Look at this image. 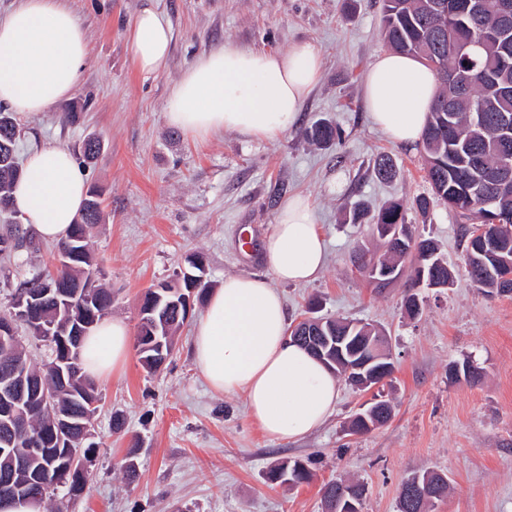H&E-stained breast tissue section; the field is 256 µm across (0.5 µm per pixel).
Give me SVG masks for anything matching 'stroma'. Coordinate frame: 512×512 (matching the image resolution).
Segmentation results:
<instances>
[{
  "mask_svg": "<svg viewBox=\"0 0 512 512\" xmlns=\"http://www.w3.org/2000/svg\"><path fill=\"white\" fill-rule=\"evenodd\" d=\"M80 21L88 64L70 97L46 111L17 114L20 155L45 146L79 153L93 136L100 152L82 163L88 185L102 196L106 219L90 247L101 281L112 291V316L137 331L145 290L173 280L189 255L201 258L212 287L230 274L267 273L263 240L281 205L306 196L327 244V262L312 283H277L290 323L304 317L348 318L381 329L396 369L376 391L341 384L335 411L300 440L271 439L250 419L244 394L217 395L197 369L193 321L175 337L163 368L148 373L137 344L124 369L98 381L97 448L88 483L77 495L59 488L47 504L57 512H322V487L344 476L364 483L362 512H396L402 482L437 470L448 497L435 512H512V296L488 297L462 270L464 238L456 215L439 202L428 214L413 207L430 194L419 148L392 142L371 122L362 80L387 47L380 0H66ZM172 31L166 70L146 76L132 66L125 32L143 8ZM234 42L284 52L310 42L320 51L322 77L299 121L274 140L223 131L199 139L165 118L173 85L201 56ZM342 141L312 145L319 121ZM389 155L393 180L374 166ZM403 202L406 221L434 239L455 270L445 289L423 288V311L405 314L404 283L369 288L352 262L376 253L369 226L354 224L355 206L377 213ZM24 231L36 246L13 262L0 258V309L16 285L52 268L54 246ZM472 360L477 383L448 380V365ZM389 399L391 419L365 435L347 423L374 394ZM309 460L313 478L296 487L269 484L277 462ZM134 464L139 479L127 484Z\"/></svg>",
  "mask_w": 512,
  "mask_h": 512,
  "instance_id": "35a3bbf8",
  "label": "stroma"
}]
</instances>
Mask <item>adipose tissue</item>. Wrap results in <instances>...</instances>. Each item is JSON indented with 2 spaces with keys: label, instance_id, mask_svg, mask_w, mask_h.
Listing matches in <instances>:
<instances>
[{
  "label": "adipose tissue",
  "instance_id": "ef3b65f1",
  "mask_svg": "<svg viewBox=\"0 0 512 512\" xmlns=\"http://www.w3.org/2000/svg\"><path fill=\"white\" fill-rule=\"evenodd\" d=\"M172 34L154 10L137 14L126 36L134 68L145 75L167 67ZM88 56L84 31L65 0H17L0 17V104L35 113L68 97ZM322 74L309 42L288 52H263L226 42L199 58L174 84L166 104L170 126L198 138L222 131L271 139L299 120ZM433 72L396 52L376 58L364 79L373 124L406 147L422 138L436 95ZM87 187L72 154L49 146L31 154L16 182L13 206L50 243L65 238ZM265 275H228L212 291L193 336L194 362L218 394L246 395L251 419L273 438L307 436L332 413L339 380L293 343L284 303L273 281L307 283L322 272L324 238L310 202L294 196L280 208L264 244ZM129 334L119 318L103 320L87 337L83 367L94 378L119 371Z\"/></svg>",
  "mask_w": 512,
  "mask_h": 512
}]
</instances>
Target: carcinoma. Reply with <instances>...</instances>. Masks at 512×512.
Wrapping results in <instances>:
<instances>
[{
	"label": "carcinoma",
	"instance_id": "carcinoma-1",
	"mask_svg": "<svg viewBox=\"0 0 512 512\" xmlns=\"http://www.w3.org/2000/svg\"><path fill=\"white\" fill-rule=\"evenodd\" d=\"M431 0H382L384 36L392 51L411 55L429 66L436 74L438 92L428 114L422 137L425 170L433 198L454 210L469 227L464 229L465 272L470 282L490 296H512L511 273L504 258L512 260V200L507 203L488 195H476L470 187L472 174L482 175L495 182L504 157H512V135L503 132L499 115H512V38L501 35V3L504 0H481L482 12L477 14L470 0H446L448 9L442 14L428 9ZM459 75L465 86L462 92L448 83L443 74ZM17 128L10 112L0 111V222L13 226L15 211L10 193L21 174L16 154ZM308 138L320 146L339 142L340 130L323 122L311 127ZM96 188L87 191V199L79 218L72 224L66 238L56 244L58 255L68 256L52 273L36 272L20 281L14 295L40 294L46 290L53 295L32 307L35 318L45 324H61L68 311L78 313L92 329L112 307V292L99 284L98 264L90 252L88 236L94 224L100 223L103 208ZM496 236L498 252L493 256L481 253V227ZM370 228L384 240L382 257H357L359 266L368 272L375 287L384 289L404 278L408 288L402 305L409 315L411 291L421 278L449 285L453 273L443 260L435 242L416 233L414 225L405 221L404 207L392 203L373 216ZM405 234L419 241L414 253L400 249L396 234ZM207 281L176 280L150 288L154 318L140 324L138 348L143 366L150 372L160 369L172 351L173 335L185 321L184 310L178 308L183 295L203 298ZM349 329L352 336L345 354L351 355L353 346L362 336L371 335L368 325H351L346 319H326L322 335L331 337ZM82 336H68L65 342L45 345L47 356L41 363L31 361L25 347L0 341V377L13 364L26 369V379L41 387L52 398L50 406L40 410L30 407L29 390L21 389L15 395L23 399L26 418L15 432H7L0 423V501L11 499L23 503L25 491L46 483L52 489L68 487V492L82 489L89 477L85 466L91 453L86 442L80 440V429L71 437V447L53 448L47 453L27 457L32 445L46 448L41 435L55 425L59 416H69L76 423L89 421V402L96 399V386L84 371L59 383L51 365L56 358H65L69 350H82ZM454 373L448 379L469 383L478 377L477 368L470 360L450 366ZM311 478L307 461L299 458L282 461L269 469L268 482L299 485ZM365 488L358 482L335 481L323 487L326 512H332V497L336 491L351 487ZM448 495V480L440 472L414 473L402 482L397 512H427L428 505Z\"/></svg>",
	"mask_w": 512,
	"mask_h": 512
}]
</instances>
